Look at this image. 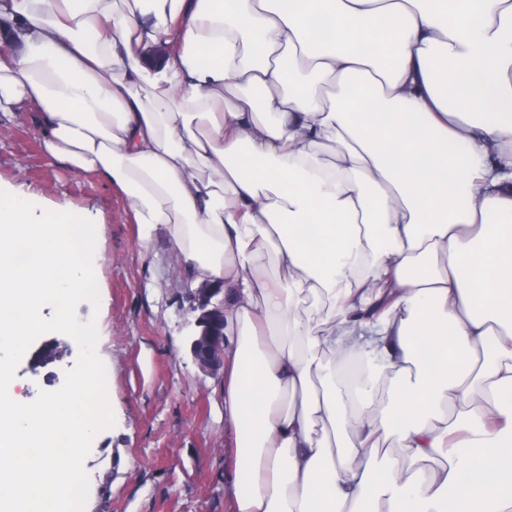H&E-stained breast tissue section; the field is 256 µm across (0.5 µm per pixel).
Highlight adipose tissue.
<instances>
[{
    "label": "adipose tissue",
    "instance_id": "1",
    "mask_svg": "<svg viewBox=\"0 0 512 512\" xmlns=\"http://www.w3.org/2000/svg\"><path fill=\"white\" fill-rule=\"evenodd\" d=\"M0 32V112L224 285L235 512H512V0H0ZM337 366L351 387L362 384L367 377L366 362L363 358H339L337 359ZM380 454L382 452H386V454L390 455L392 460L397 463L403 470L413 472L419 469H429L432 467H437L440 463H444L443 460L430 462V461H412L408 456L404 448H399L397 443L394 441H390L385 443L381 447Z\"/></svg>",
    "mask_w": 512,
    "mask_h": 512
}]
</instances>
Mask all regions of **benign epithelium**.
<instances>
[{
    "mask_svg": "<svg viewBox=\"0 0 512 512\" xmlns=\"http://www.w3.org/2000/svg\"><path fill=\"white\" fill-rule=\"evenodd\" d=\"M223 292V284L205 282L192 293L195 332L189 337L190 353L203 369L224 363V299L218 298Z\"/></svg>",
    "mask_w": 512,
    "mask_h": 512,
    "instance_id": "obj_1",
    "label": "benign epithelium"
}]
</instances>
